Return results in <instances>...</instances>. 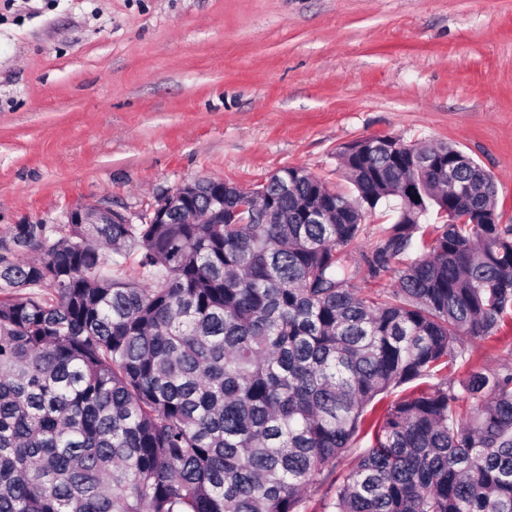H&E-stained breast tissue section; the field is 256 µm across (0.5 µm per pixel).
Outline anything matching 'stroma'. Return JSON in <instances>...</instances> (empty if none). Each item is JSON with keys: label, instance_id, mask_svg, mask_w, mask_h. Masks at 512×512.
<instances>
[{"label": "stroma", "instance_id": "obj_1", "mask_svg": "<svg viewBox=\"0 0 512 512\" xmlns=\"http://www.w3.org/2000/svg\"><path fill=\"white\" fill-rule=\"evenodd\" d=\"M446 143L512 224V0H0V232L110 202L139 222L198 179ZM512 368V324L466 365Z\"/></svg>", "mask_w": 512, "mask_h": 512}]
</instances>
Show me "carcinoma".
Returning a JSON list of instances; mask_svg holds the SVG:
<instances>
[{
    "label": "carcinoma",
    "instance_id": "1",
    "mask_svg": "<svg viewBox=\"0 0 512 512\" xmlns=\"http://www.w3.org/2000/svg\"><path fill=\"white\" fill-rule=\"evenodd\" d=\"M337 157L353 195L288 166L249 192L197 183L139 224L9 225L0 512H300L368 408L418 380L332 512H512V369L449 378L465 339L512 322L494 179L389 135ZM252 193L258 209L226 223ZM390 198L396 220L362 260L393 283L362 296L349 249ZM432 209L448 218L422 223ZM114 253L137 255L140 277L105 273Z\"/></svg>",
    "mask_w": 512,
    "mask_h": 512
}]
</instances>
